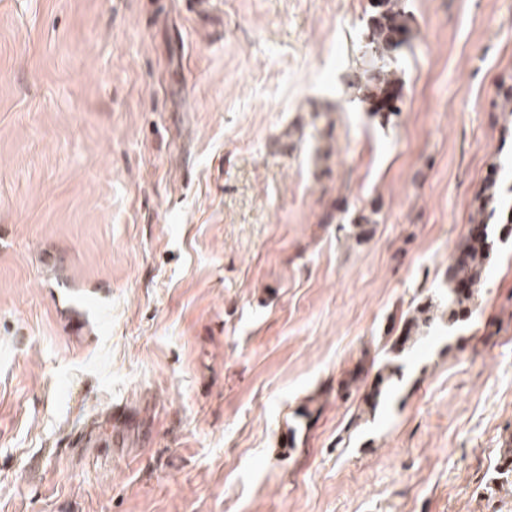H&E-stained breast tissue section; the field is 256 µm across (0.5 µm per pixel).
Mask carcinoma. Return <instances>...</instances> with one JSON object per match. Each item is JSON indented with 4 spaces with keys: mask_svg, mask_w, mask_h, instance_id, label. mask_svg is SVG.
Here are the masks:
<instances>
[{
    "mask_svg": "<svg viewBox=\"0 0 512 512\" xmlns=\"http://www.w3.org/2000/svg\"><path fill=\"white\" fill-rule=\"evenodd\" d=\"M371 11L365 22L364 44L360 47L361 67L349 76V89L376 115L389 117L400 112L402 79L392 68L394 53L409 43L412 28L401 0H371ZM501 228L497 237L489 230V221ZM512 205L505 204L499 183L489 180L476 195L470 213V228L458 247V257L448 267L445 282L448 292V321L456 322L472 313L480 288L485 284V270L497 243L512 234ZM441 301L431 295L416 303L403 320L390 352L399 354L412 335L431 323L440 310ZM400 367L390 358L377 368L373 396L364 398L374 410L384 389L399 374ZM495 484L499 490L512 494V465L497 466Z\"/></svg>",
    "mask_w": 512,
    "mask_h": 512,
    "instance_id": "carcinoma-1",
    "label": "carcinoma"
}]
</instances>
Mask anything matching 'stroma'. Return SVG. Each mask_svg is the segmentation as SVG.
Instances as JSON below:
<instances>
[{
	"label": "stroma",
	"instance_id": "obj_1",
	"mask_svg": "<svg viewBox=\"0 0 512 512\" xmlns=\"http://www.w3.org/2000/svg\"><path fill=\"white\" fill-rule=\"evenodd\" d=\"M403 5L384 124L368 0H0V512H512V237L362 402L512 186V0ZM401 0H371L365 22L361 67L349 76V89L375 115L400 112L402 79L392 68L394 53L407 45L412 28ZM496 219L501 236L489 230ZM470 228L458 247V257L448 267L445 290L448 292V322H456L472 313L480 288L485 284V270L497 242L512 234V205L505 204L498 181H486L476 195L470 213ZM441 304L442 302L434 295L426 296L423 300L417 302L403 320L402 329L393 340L389 351L400 354L406 344L411 341L412 335L419 332L421 327L430 324L437 316ZM400 367L394 365L391 358H386L377 368V374L373 384V396L364 398V404L370 411H373L378 405L379 398L382 396L384 389L392 382L394 377L399 374Z\"/></svg>",
	"mask_w": 512,
	"mask_h": 512
}]
</instances>
